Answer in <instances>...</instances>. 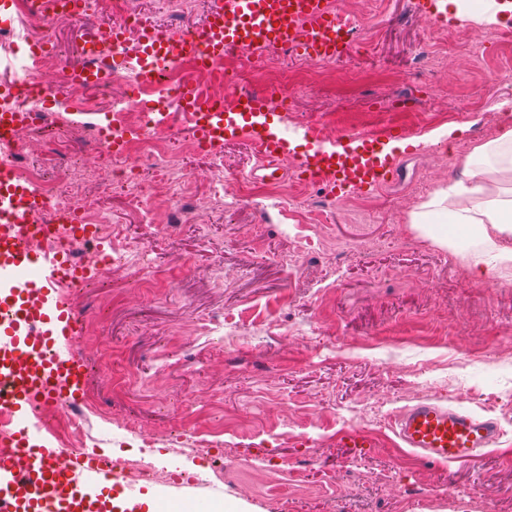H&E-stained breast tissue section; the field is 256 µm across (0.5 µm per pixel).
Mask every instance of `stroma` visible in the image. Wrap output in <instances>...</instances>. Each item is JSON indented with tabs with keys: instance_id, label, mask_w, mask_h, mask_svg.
Instances as JSON below:
<instances>
[{
	"instance_id": "obj_1",
	"label": "stroma",
	"mask_w": 512,
	"mask_h": 512,
	"mask_svg": "<svg viewBox=\"0 0 512 512\" xmlns=\"http://www.w3.org/2000/svg\"><path fill=\"white\" fill-rule=\"evenodd\" d=\"M370 9L339 68L278 61L294 84L289 130L321 126L343 101L347 130L407 127V147L392 151L398 179L340 195L322 222L327 240L350 245L344 261L299 256L318 192L254 178L244 140L220 149L225 177L253 189L236 208L168 231L164 208L145 216L118 188L100 197L116 244L144 247L150 263L133 276L90 274L95 331L73 339L95 403L87 450L145 448L157 467L199 472L179 489L140 484L156 512H224L230 499L243 512H512V269L477 275L458 248L410 222L437 187L461 179L473 147L512 130L501 109L512 104V40L474 16L433 30L417 0ZM427 42L438 63L424 95L408 76ZM192 137L180 124L171 152L201 198L211 162L192 153ZM143 278L164 285L143 288ZM423 399L497 419V451L467 467L399 447L391 420Z\"/></svg>"
}]
</instances>
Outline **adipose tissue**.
I'll list each match as a JSON object with an SVG mask.
<instances>
[{
    "label": "adipose tissue",
    "mask_w": 512,
    "mask_h": 512,
    "mask_svg": "<svg viewBox=\"0 0 512 512\" xmlns=\"http://www.w3.org/2000/svg\"><path fill=\"white\" fill-rule=\"evenodd\" d=\"M507 177L512 179V130L474 147L462 179L436 189L412 213L411 222L443 246L452 226L479 237L484 247L473 257L476 269L510 266L512 249L503 241L512 237V198H502L499 187L500 179Z\"/></svg>",
    "instance_id": "ef3b65f1"
}]
</instances>
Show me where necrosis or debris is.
<instances>
[{
  "label": "necrosis or debris",
  "instance_id": "4bbe7bcc",
  "mask_svg": "<svg viewBox=\"0 0 512 512\" xmlns=\"http://www.w3.org/2000/svg\"><path fill=\"white\" fill-rule=\"evenodd\" d=\"M11 5L9 20L0 23V61L16 63L24 80L15 89L0 94V112H20L24 118L9 141H0V157L9 161L16 179L34 188L42 200L40 207L26 213L27 223L57 227L53 235L39 240L37 247L43 253L64 252L82 268L133 271L143 264L145 256L134 246H113L112 226L97 206L100 194L118 184L130 201H139L144 196L143 175L151 173L164 183L169 222L171 227H178L194 206L182 192L186 175L169 155L177 135L174 119L184 114V90L193 89L203 100H220L225 111L230 112L239 94L248 89L246 73L270 71L276 60L266 46L236 47L208 64H200L193 55L177 49L191 25L186 19L188 0H172V17L160 31L171 50L153 62L157 79L146 80L139 66L145 56L146 24L130 9L129 0H77L71 12L56 8L54 0H11ZM94 14L104 16L105 21L90 26L89 31L105 49L99 55L86 56L84 65L98 75V90L109 95L110 105L106 108L90 97L87 85L74 77L71 67H63L64 78L57 84L42 81L44 68L58 62L54 52L56 21L83 22ZM61 101L73 112H110L107 125H85L84 143L103 164L98 178H91L85 169L74 166L61 151L55 154L61 176L46 178L38 160L28 159L25 153L37 130L61 122L60 111L53 108ZM156 112L165 113V123L153 120ZM65 215L90 225V236L71 234L61 221ZM35 414L46 431L64 434L70 448H85L84 413L75 405L41 406Z\"/></svg>",
  "mask_w": 512,
  "mask_h": 512
}]
</instances>
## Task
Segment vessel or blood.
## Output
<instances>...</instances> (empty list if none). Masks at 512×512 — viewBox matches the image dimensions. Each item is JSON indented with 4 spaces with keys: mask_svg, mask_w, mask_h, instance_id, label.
<instances>
[{
    "mask_svg": "<svg viewBox=\"0 0 512 512\" xmlns=\"http://www.w3.org/2000/svg\"><path fill=\"white\" fill-rule=\"evenodd\" d=\"M276 44L315 60H341L351 49L337 14L323 0H226L189 46L200 61L234 46ZM194 111L193 134L210 147L246 140L263 159L264 169L295 158L298 176L326 182L331 188L373 191L394 179L397 165L384 155L387 140L403 138L397 127L378 134L353 130L336 145L305 141L293 152V137L280 126L264 95L248 93L236 111L201 105L184 91ZM30 187L11 180L0 166V411L12 424L0 444V512H112L113 497H122L123 512H141L136 488L130 484L94 487L93 476L104 466L95 454L62 462V448L53 446L26 411L72 399L82 390L85 370L80 360L65 355L76 321L54 293L56 281L74 277L64 260L41 256L34 241L49 234L47 224H29L25 209L40 206ZM391 429L404 447L437 464L479 463L486 449L503 434L491 417L443 406L427 399L399 411Z\"/></svg>",
    "mask_w": 512,
    "mask_h": 512,
    "instance_id": "1",
    "label": "vessel or blood"
}]
</instances>
